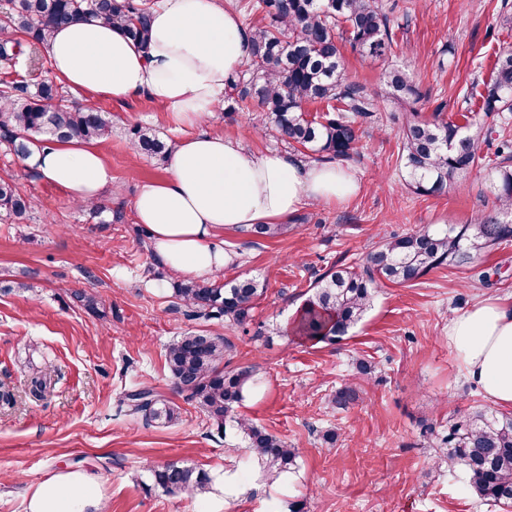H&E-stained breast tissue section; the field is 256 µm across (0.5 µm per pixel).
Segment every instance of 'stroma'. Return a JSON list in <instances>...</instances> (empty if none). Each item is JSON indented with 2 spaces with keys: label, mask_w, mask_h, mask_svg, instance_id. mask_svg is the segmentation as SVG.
I'll list each match as a JSON object with an SVG mask.
<instances>
[{
  "label": "stroma",
  "mask_w": 512,
  "mask_h": 512,
  "mask_svg": "<svg viewBox=\"0 0 512 512\" xmlns=\"http://www.w3.org/2000/svg\"><path fill=\"white\" fill-rule=\"evenodd\" d=\"M390 13L393 61L414 73L427 119L503 129L507 117L480 112L475 97L492 77L496 53L512 48V0H381ZM351 81L376 94L379 110L364 121L363 147L350 166L358 193L339 203H308L289 218L286 236L265 239L225 230L235 258L224 281L264 286L252 321L230 326L186 316L144 225L98 224L68 193L24 171L0 144V176H14L37 208L17 224L0 215V281L25 292H0V384L15 397L0 403V512H27L42 482L77 471L94 477L107 512H498L470 488L467 475L437 459L439 438L460 414L491 402L464 377L448 342V324L475 301L512 299V243L463 268H440L406 285H387L371 309L335 344L311 343L290 328L311 284L331 266L357 262L393 235L424 224H466L494 210L485 167L457 178L442 194L412 192L400 166L406 108L387 98L383 61L344 48ZM112 119L100 143L118 189L113 204L131 212L138 189L163 178L165 165L135 153L130 131L181 136L169 107L135 96L98 97ZM194 133L221 134L255 153L285 146L255 112L207 115ZM94 293L98 313L72 294ZM223 335L230 368L252 371L240 415L301 451L295 472L268 479L241 436L223 433L193 403L180 402L169 425L126 415L119 400L133 386L170 394L167 346L189 331ZM370 362L371 375L357 363ZM52 369L48 395L28 394L33 370ZM356 400L337 407L343 387ZM335 433V445L324 441ZM176 461L206 472L205 493H167L153 468Z\"/></svg>",
  "instance_id": "1"
}]
</instances>
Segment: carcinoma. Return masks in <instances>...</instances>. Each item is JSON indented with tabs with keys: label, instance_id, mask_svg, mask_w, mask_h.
<instances>
[{
	"label": "carcinoma",
	"instance_id": "cac0c4a2",
	"mask_svg": "<svg viewBox=\"0 0 512 512\" xmlns=\"http://www.w3.org/2000/svg\"><path fill=\"white\" fill-rule=\"evenodd\" d=\"M269 17L255 28L251 56L227 79V112H260L263 127L282 143L309 151L317 161L346 162L359 154L363 131L359 120L373 117L377 98L349 80L336 27L363 57L386 60L393 50L391 19L379 0H255L251 5ZM153 3L149 0H12L11 12L0 21V62L7 65L24 54L23 41L45 46L59 26L104 20L145 45L149 41ZM386 94L410 104L421 93L407 66L392 64L382 74ZM483 111L512 112V49L501 51L493 76L480 93ZM0 141L24 157L47 134L50 141L101 143L112 135V120L94 105L74 102L63 87L48 80L32 86L24 81H0ZM323 104L321 119L307 117L309 104ZM493 129L467 133L452 121L423 118L412 109L402 126L400 162L407 185L419 195L445 192L455 179L486 160L483 146ZM133 150L161 161L174 144L135 127ZM492 162L489 189L497 212L478 214L468 224H426L413 233L393 237L363 254L354 266L340 265L324 273L301 307L296 334L315 343L343 339L371 307L378 289L389 283L416 281L445 266L474 263L483 252L512 239V141L501 139ZM91 219L106 224V214L119 223L122 208L100 201L82 206ZM35 210L33 197L21 191L16 178L0 176V212L22 223ZM286 224H258L249 233L274 238ZM264 293L255 279L224 288L208 281H179L173 295L193 319L220 320L243 326L252 320L256 301ZM224 336L189 332L166 349L172 390L196 403L217 425L230 421L246 448L269 477L288 473L300 449L236 413L251 380L247 368L224 366ZM120 403L146 421L167 425L177 421L180 408L153 388L125 392ZM437 453L448 466L464 471L471 489L483 500L512 509V415L492 410L461 416L438 442ZM154 484L169 493H198L210 478L180 463L152 471Z\"/></svg>",
	"mask_w": 512,
	"mask_h": 512
}]
</instances>
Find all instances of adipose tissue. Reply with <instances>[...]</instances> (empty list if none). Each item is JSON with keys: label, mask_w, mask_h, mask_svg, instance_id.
<instances>
[{"label": "adipose tissue", "mask_w": 512, "mask_h": 512, "mask_svg": "<svg viewBox=\"0 0 512 512\" xmlns=\"http://www.w3.org/2000/svg\"><path fill=\"white\" fill-rule=\"evenodd\" d=\"M252 38V28L222 0H159L148 45L97 21L56 30L46 51L70 90L116 100L142 94L169 106L177 125L193 126L223 104L226 81L248 60ZM23 163L76 203L100 200L112 187V171L92 144L36 145ZM358 188L355 173L335 163L257 154L202 133L178 140L166 177L141 186L132 213L168 271L209 281L231 261L225 229L280 223L304 203L343 202ZM448 338L466 378L512 409V301L475 302L451 319ZM98 505L93 480L64 473L38 487L29 512H93Z\"/></svg>", "instance_id": "ef3b65f1"}]
</instances>
